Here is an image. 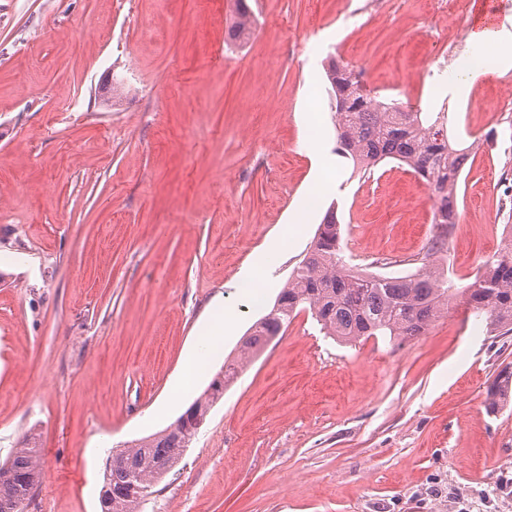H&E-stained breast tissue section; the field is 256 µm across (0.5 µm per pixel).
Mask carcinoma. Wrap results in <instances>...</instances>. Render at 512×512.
Listing matches in <instances>:
<instances>
[{
	"mask_svg": "<svg viewBox=\"0 0 512 512\" xmlns=\"http://www.w3.org/2000/svg\"><path fill=\"white\" fill-rule=\"evenodd\" d=\"M253 16L245 0H236V16L229 27L232 41L249 36ZM336 112V152L367 170L395 159L439 197L434 224L443 232L432 237L416 260L421 270L404 276L354 272L343 256L342 229L336 210L330 209L318 226L309 249L280 292L276 304L250 329L241 346V361L224 363V384L239 374L243 360L263 350L300 312L306 311L323 332L344 343L379 336L406 340L423 335L453 305H463L476 319H485L489 332L512 334V253H499L486 262L465 288L455 287L448 275L432 263L443 251L448 229L457 224L456 187L471 153L448 138L439 115L403 109L394 101L371 95L358 75L334 63L330 67ZM512 385V370H501L486 392L496 409ZM224 390L204 391L193 403L208 416ZM169 427L125 448L111 451L99 493L101 512H138L148 491L182 459L196 435L193 424L177 418ZM40 448L34 434L0 469V512H24V503L39 483Z\"/></svg>",
	"mask_w": 512,
	"mask_h": 512,
	"instance_id": "carcinoma-1",
	"label": "carcinoma"
}]
</instances>
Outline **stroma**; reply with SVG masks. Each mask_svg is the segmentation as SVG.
Listing matches in <instances>:
<instances>
[{"instance_id": "obj_1", "label": "stroma", "mask_w": 512, "mask_h": 512, "mask_svg": "<svg viewBox=\"0 0 512 512\" xmlns=\"http://www.w3.org/2000/svg\"><path fill=\"white\" fill-rule=\"evenodd\" d=\"M0 0V460L28 429L41 479L25 512H100L109 450L174 422L238 353L335 207L351 266L415 272L436 232L428 187L396 160L367 175L337 160L328 60L372 95L441 113L471 149L459 222L441 255L466 286L512 226V67L442 68L471 11L433 0ZM470 83L462 98L449 84ZM318 125H310V115ZM308 199L297 234L292 205ZM223 241L224 250L212 245ZM267 250L262 302L240 277ZM235 336L187 392L172 385L216 299ZM512 367L456 306L403 345L344 344L308 313L241 371L140 512H512V399L485 403ZM245 0H236V16L229 27L228 35L232 41H241L249 36L253 25V16ZM512 382L511 368L501 370L486 392V401L492 410H495L502 396L505 395Z\"/></svg>"}]
</instances>
